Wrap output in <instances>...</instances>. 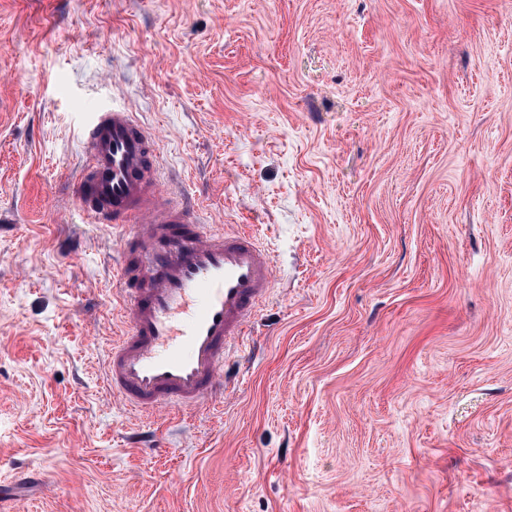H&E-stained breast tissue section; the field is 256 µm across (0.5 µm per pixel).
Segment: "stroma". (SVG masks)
Segmentation results:
<instances>
[{
    "label": "stroma",
    "mask_w": 512,
    "mask_h": 512,
    "mask_svg": "<svg viewBox=\"0 0 512 512\" xmlns=\"http://www.w3.org/2000/svg\"><path fill=\"white\" fill-rule=\"evenodd\" d=\"M100 100L274 257L209 413L102 383ZM20 466L12 512H512V0H0V488Z\"/></svg>",
    "instance_id": "1"
}]
</instances>
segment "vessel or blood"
I'll list each match as a JSON object with an SVG mask.
<instances>
[{"instance_id":"vessel-or-blood-1","label":"vessel or blood","mask_w":512,"mask_h":512,"mask_svg":"<svg viewBox=\"0 0 512 512\" xmlns=\"http://www.w3.org/2000/svg\"><path fill=\"white\" fill-rule=\"evenodd\" d=\"M79 136L78 208L122 233L124 329L104 385L140 418L200 408L224 390V359L271 293L272 255L249 228H206L190 199L165 197L159 142L134 113H86Z\"/></svg>"}]
</instances>
